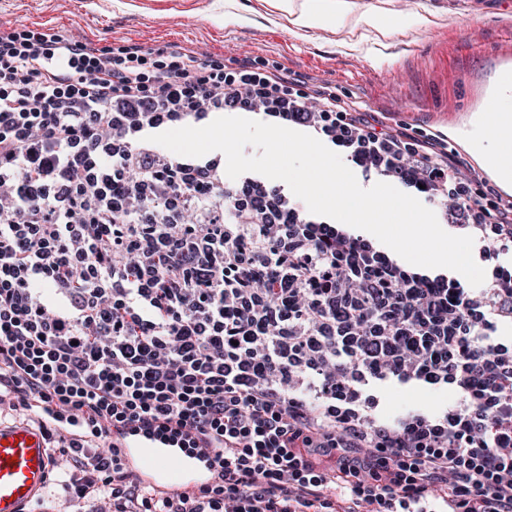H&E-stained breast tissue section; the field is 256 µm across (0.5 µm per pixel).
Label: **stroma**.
Returning a JSON list of instances; mask_svg holds the SVG:
<instances>
[{"label":"stroma","instance_id":"35a3bbf8","mask_svg":"<svg viewBox=\"0 0 512 512\" xmlns=\"http://www.w3.org/2000/svg\"><path fill=\"white\" fill-rule=\"evenodd\" d=\"M271 0H0V32L88 42L113 57L138 46L146 70L192 50L232 71L285 73L300 93L322 95L424 138L471 125L490 78L512 65V0H332L344 25L287 28ZM241 15L224 23L225 12ZM375 12L391 32L355 26Z\"/></svg>","mask_w":512,"mask_h":512}]
</instances>
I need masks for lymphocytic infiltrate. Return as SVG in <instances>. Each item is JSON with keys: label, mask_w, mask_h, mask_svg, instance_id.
I'll return each instance as SVG.
<instances>
[{"label": "lymphocytic infiltrate", "mask_w": 512, "mask_h": 512, "mask_svg": "<svg viewBox=\"0 0 512 512\" xmlns=\"http://www.w3.org/2000/svg\"><path fill=\"white\" fill-rule=\"evenodd\" d=\"M141 64L0 36V414L61 418L76 490L52 512H512V202L443 138L287 76ZM237 114L430 204L484 283L147 140ZM388 382L452 399L388 417ZM130 434L212 458L210 486L172 493L94 448Z\"/></svg>", "instance_id": "1"}]
</instances>
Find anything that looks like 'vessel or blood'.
Returning <instances> with one entry per match:
<instances>
[{
    "label": "vessel or blood",
    "mask_w": 512,
    "mask_h": 512,
    "mask_svg": "<svg viewBox=\"0 0 512 512\" xmlns=\"http://www.w3.org/2000/svg\"><path fill=\"white\" fill-rule=\"evenodd\" d=\"M131 466L152 483L183 489L202 481L203 466L160 443L123 445ZM54 458L42 429L0 424V512H30L49 482Z\"/></svg>",
    "instance_id": "b4317fda"
}]
</instances>
